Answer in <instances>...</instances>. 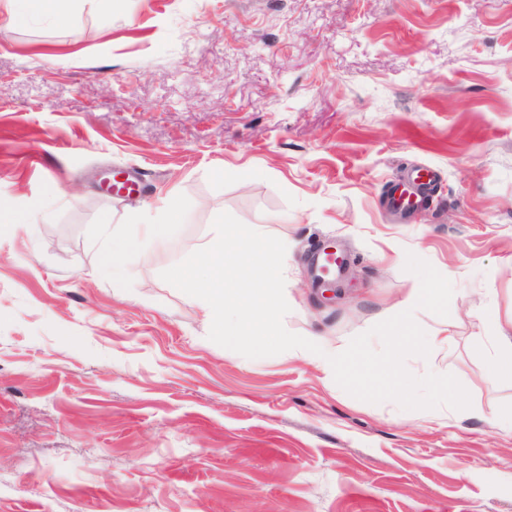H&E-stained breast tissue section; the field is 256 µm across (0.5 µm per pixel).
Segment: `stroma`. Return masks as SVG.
Wrapping results in <instances>:
<instances>
[{"mask_svg": "<svg viewBox=\"0 0 512 512\" xmlns=\"http://www.w3.org/2000/svg\"><path fill=\"white\" fill-rule=\"evenodd\" d=\"M77 2L0 34V512H512V374L486 378L512 330V0ZM115 167L144 193L104 195ZM417 167L436 191L403 219ZM164 199L165 248L100 237ZM222 212L293 242L284 325L335 347L426 276L415 319L448 342L406 367L471 409L210 341L160 273ZM326 245L355 272L330 303ZM432 181V174L429 170H415L410 185L401 184L392 190L391 206L402 212H408L414 207L421 206L423 199L418 193V188L429 185Z\"/></svg>", "mask_w": 512, "mask_h": 512, "instance_id": "1", "label": "stroma"}]
</instances>
